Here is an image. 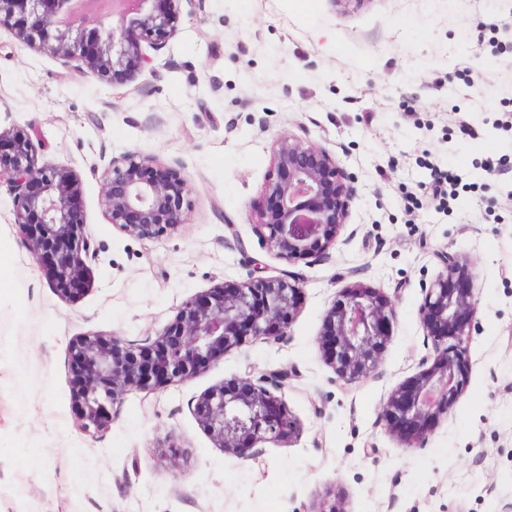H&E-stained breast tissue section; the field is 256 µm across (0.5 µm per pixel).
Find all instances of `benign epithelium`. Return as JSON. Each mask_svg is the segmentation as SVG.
I'll return each mask as SVG.
<instances>
[{"label": "benign epithelium", "instance_id": "1", "mask_svg": "<svg viewBox=\"0 0 512 512\" xmlns=\"http://www.w3.org/2000/svg\"><path fill=\"white\" fill-rule=\"evenodd\" d=\"M82 0H0V27L11 28L30 50L75 61L107 82L122 81L149 63L144 45L176 32L178 0H112L114 7L85 11ZM0 183L14 192L15 224L59 294L75 299L89 286L88 261L98 245L84 231L82 180L70 168L40 165L31 135L0 132ZM273 168L263 189L257 226L269 250L297 263L338 243L354 197L352 177L325 149L290 136L272 144ZM101 206L109 223L138 239H154L184 223L186 179L149 155L131 153L101 172ZM442 272L423 287L419 309L432 361L398 384L383 402L385 430L409 449L422 444L448 415L468 381V342L478 304L475 275L455 253L439 255ZM301 286L294 275L223 281L187 300L173 320L143 345L102 333L78 336L69 348L72 396L80 429L111 428L112 406L131 391L182 382L234 347L258 338L278 341L298 312ZM396 317L380 293L352 285L326 310L317 338L337 378L350 382L380 364ZM284 375L256 380L235 376L203 392L193 412L217 447L248 457L262 442L294 434L275 390ZM312 512H346L336 491Z\"/></svg>", "mask_w": 512, "mask_h": 512}]
</instances>
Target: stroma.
<instances>
[{"label":"stroma","mask_w":512,"mask_h":512,"mask_svg":"<svg viewBox=\"0 0 512 512\" xmlns=\"http://www.w3.org/2000/svg\"><path fill=\"white\" fill-rule=\"evenodd\" d=\"M176 35L108 83L0 29V132L36 131L39 163L82 180L91 285L60 297L0 185V512H500L512 501V0H180ZM281 135L325 148L354 177L355 234L287 265L255 212ZM151 155L187 178L186 221L140 240L109 224L96 167ZM461 176L446 206L432 170ZM472 263L479 304L464 394L423 447L380 423L390 390L432 351L419 319L435 253ZM292 270L303 285L284 337L232 349L192 379L134 391L104 433L79 428L68 344L88 333L142 345L224 280ZM389 297L392 336L369 376L339 381L317 338L341 288ZM285 373L290 442L242 459L193 407L225 379ZM174 438L172 467L159 443Z\"/></svg>","instance_id":"obj_1"}]
</instances>
